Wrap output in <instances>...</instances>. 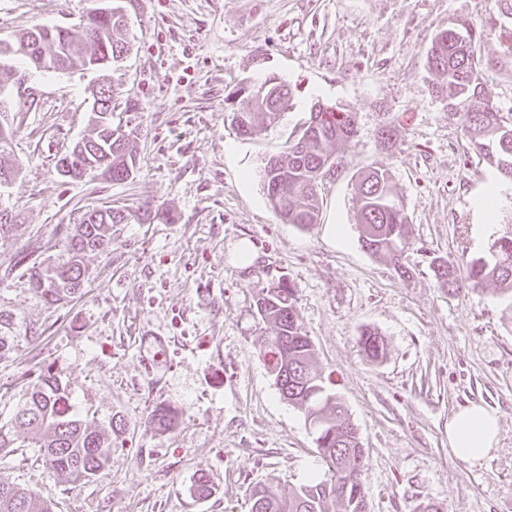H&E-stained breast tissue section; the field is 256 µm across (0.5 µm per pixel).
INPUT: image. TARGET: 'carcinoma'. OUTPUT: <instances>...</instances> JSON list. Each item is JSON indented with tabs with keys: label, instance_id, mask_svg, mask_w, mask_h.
Listing matches in <instances>:
<instances>
[{
	"label": "carcinoma",
	"instance_id": "1",
	"mask_svg": "<svg viewBox=\"0 0 512 512\" xmlns=\"http://www.w3.org/2000/svg\"><path fill=\"white\" fill-rule=\"evenodd\" d=\"M483 33L463 18L448 20V28L436 33L426 59L432 93L458 111L463 134L472 149L484 154L499 173L512 179V121L483 95L482 73L475 54ZM29 67L58 70L96 64L102 71L129 51L130 42L120 20L101 18L96 10L86 15L82 33L57 26L33 25L16 39ZM261 97L248 94L237 102L234 125L239 134L253 136L274 122L289 101L290 90L275 77ZM115 90L109 82L97 88L99 112L89 144L72 145L58 160L78 171L97 169L112 181H124L136 171L133 133L114 136L112 101ZM358 133L357 113L339 105H316L301 136L285 151L270 157L264 166V189L270 207L284 224L308 228L319 216L318 183L333 167L331 148L349 144ZM356 224L362 246L372 255L389 259L401 276L411 231L404 206L382 167L360 173L356 184ZM127 223L123 211L106 207L86 213L81 223L66 231L67 259L57 265L27 268L29 282L44 304L52 306L80 293L85 285L84 257L112 245V227ZM490 258L469 265L468 284L478 288L486 282L512 293V221L489 247ZM436 280L459 287L454 262L433 260ZM256 314L271 325L264 355L280 397L305 414L315 430L324 473L284 493L270 481L251 490L252 512H361L364 484L357 464L361 456L359 437L349 430L350 417L336 395L330 392L316 366L315 349L303 331L295 309V287L285 277L268 280L254 298ZM13 316L0 311V355L9 351ZM360 343L366 356L378 360L385 354L379 334L367 330ZM179 409L160 404L152 411L159 426L168 429ZM124 429L122 421H109L104 431L94 421L73 409L61 377L47 371L27 387L8 426H0V450L37 448L42 461L53 471L73 481H87L102 473L112 454V435ZM0 512H53L52 506L25 488L0 483Z\"/></svg>",
	"mask_w": 512,
	"mask_h": 512
}]
</instances>
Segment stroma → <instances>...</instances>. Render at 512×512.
Listing matches in <instances>:
<instances>
[{
	"mask_svg": "<svg viewBox=\"0 0 512 512\" xmlns=\"http://www.w3.org/2000/svg\"><path fill=\"white\" fill-rule=\"evenodd\" d=\"M97 0H0V38L32 24L77 29ZM131 46L107 72L113 129H136L128 180L71 181L56 162L90 135L97 74H31L33 101L14 115L0 166L14 170L0 206L16 218L0 236V310L16 337L0 357V424L24 384L45 371L67 383L78 413L126 428L107 470L73 483L33 448L0 450V482L33 491L54 512H251L250 491H287L321 470L303 412L281 400L263 356L268 325L253 297L288 277L317 366L356 425L365 451L367 512H512V298L498 284L448 292L432 261L458 279L487 256L512 200L483 228L474 202L497 171L470 149L457 118L428 86L426 52L452 17L484 38L476 56L487 97L512 119V18L497 0H124ZM277 77L290 89L278 122L240 135L227 97ZM136 111H126V103ZM359 116L319 185L320 222L281 223L263 183L267 159L300 135L315 104ZM397 133L395 149L381 132ZM388 169L411 225L402 278L361 245L357 174ZM112 206L128 221L85 258L81 295L49 307L30 262L58 264L67 228ZM248 246L243 263L239 246ZM386 355L364 354V331ZM500 415L497 450L469 466L448 451V419L470 402ZM180 408L160 428L153 408ZM207 475L205 499L194 492ZM433 272L436 280L443 285L448 287V291L453 288H459L458 279L456 278V268L454 262L444 258L437 257L433 260Z\"/></svg>",
	"mask_w": 512,
	"mask_h": 512,
	"instance_id": "1",
	"label": "stroma"
}]
</instances>
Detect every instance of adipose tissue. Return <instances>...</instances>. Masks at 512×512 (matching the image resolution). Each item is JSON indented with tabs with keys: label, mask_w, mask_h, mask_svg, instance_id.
Returning <instances> with one entry per match:
<instances>
[{
	"label": "adipose tissue",
	"mask_w": 512,
	"mask_h": 512,
	"mask_svg": "<svg viewBox=\"0 0 512 512\" xmlns=\"http://www.w3.org/2000/svg\"><path fill=\"white\" fill-rule=\"evenodd\" d=\"M500 417L482 403H470L448 419V449L468 465L482 464L497 448Z\"/></svg>",
	"instance_id": "ef3b65f1"
}]
</instances>
